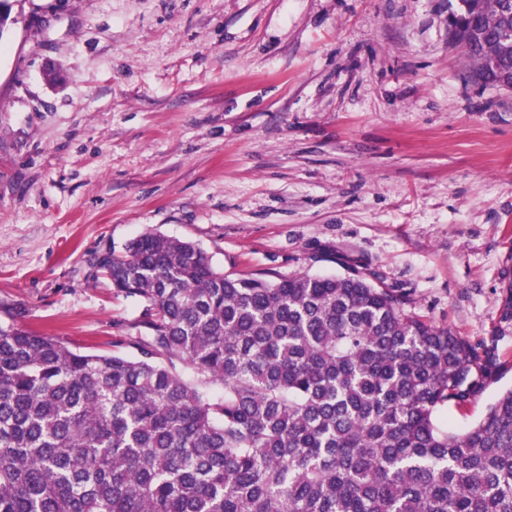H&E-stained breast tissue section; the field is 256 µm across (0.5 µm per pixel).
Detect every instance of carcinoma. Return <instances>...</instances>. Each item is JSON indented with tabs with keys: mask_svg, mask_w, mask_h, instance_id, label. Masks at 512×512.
Instances as JSON below:
<instances>
[{
	"mask_svg": "<svg viewBox=\"0 0 512 512\" xmlns=\"http://www.w3.org/2000/svg\"><path fill=\"white\" fill-rule=\"evenodd\" d=\"M448 38L512 90L504 0H458ZM96 264L150 335L130 358L0 324V512H512V388L435 421L498 380L495 342L357 273L231 278L152 232Z\"/></svg>",
	"mask_w": 512,
	"mask_h": 512,
	"instance_id": "1",
	"label": "carcinoma"
}]
</instances>
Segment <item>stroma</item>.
<instances>
[{
	"mask_svg": "<svg viewBox=\"0 0 512 512\" xmlns=\"http://www.w3.org/2000/svg\"><path fill=\"white\" fill-rule=\"evenodd\" d=\"M0 323L136 357L143 303L90 261L154 232L232 277L344 275L496 338L512 387V91L464 80L448 0H10Z\"/></svg>",
	"mask_w": 512,
	"mask_h": 512,
	"instance_id": "35a3bbf8",
	"label": "stroma"
}]
</instances>
